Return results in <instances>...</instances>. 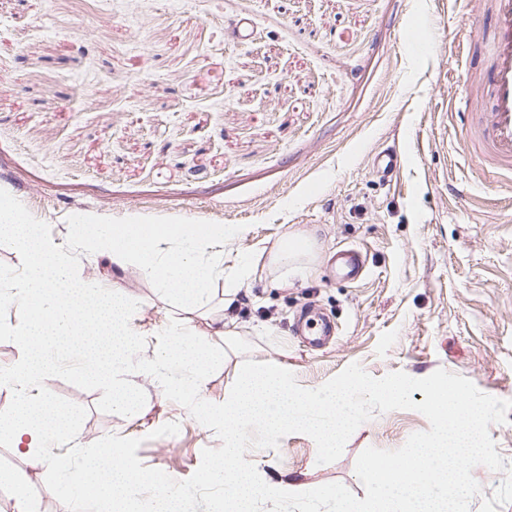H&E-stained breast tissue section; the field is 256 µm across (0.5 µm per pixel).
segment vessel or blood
Segmentation results:
<instances>
[{
  "label": "vessel or blood",
  "mask_w": 512,
  "mask_h": 512,
  "mask_svg": "<svg viewBox=\"0 0 512 512\" xmlns=\"http://www.w3.org/2000/svg\"><path fill=\"white\" fill-rule=\"evenodd\" d=\"M494 19L490 34L474 49L471 32L455 36L451 50L458 64L478 66L471 95L452 103L449 114L465 118L462 135L468 154L494 181L512 180V0H486ZM403 154L396 149L374 155L372 166L380 178L394 175Z\"/></svg>",
  "instance_id": "vessel-or-blood-1"
}]
</instances>
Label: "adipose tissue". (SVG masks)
Masks as SVG:
<instances>
[{"label":"adipose tissue","mask_w":512,"mask_h":512,"mask_svg":"<svg viewBox=\"0 0 512 512\" xmlns=\"http://www.w3.org/2000/svg\"><path fill=\"white\" fill-rule=\"evenodd\" d=\"M80 246L101 251L120 271L133 266L159 292L176 298L183 311L220 325L225 338L237 336L234 319L227 314L241 286L257 271L254 262L240 261L232 271L224 269V245L228 233L223 226L209 224H145L134 217L110 218L86 214L77 222ZM0 243L16 253L19 268L5 281L0 308L19 305L26 320L17 330L25 355L6 372L0 384L9 386L15 401L0 413V439L13 447H24L26 455L60 474L50 485L51 495L76 507L88 499L103 503L105 512H134L135 487L142 475L132 468L117 441H104L89 449L79 477L69 474L67 459L52 455L48 445L69 424L68 414L49 402L32 398L30 390L56 369L62 341L79 336L110 337L109 352L91 353L88 376L111 379L113 402H134L138 392L129 381L114 379L124 354L144 335L136 323L142 311L140 297L124 288H102L83 278L65 254L26 216L8 191H0ZM223 280L222 292L212 284ZM221 296L222 311L212 310L214 296ZM169 342L147 366L162 375L161 391L170 397L196 396L197 417L224 432V454L204 473L206 482L223 486L224 512H255L260 499L288 504L299 499L303 487L291 479L271 480L266 472L246 460L239 430L263 421L275 432L292 428L309 431L324 452H332L338 439L352 424L351 386L343 383L326 395L295 388L283 362L269 360L244 365L220 402L208 400L203 386L214 355L205 339H187L182 325L169 323Z\"/></svg>","instance_id":"adipose-tissue-1"}]
</instances>
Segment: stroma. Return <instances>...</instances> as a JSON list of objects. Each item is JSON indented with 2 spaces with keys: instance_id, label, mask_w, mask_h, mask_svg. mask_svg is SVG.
Listing matches in <instances>:
<instances>
[{
  "instance_id": "1",
  "label": "stroma",
  "mask_w": 512,
  "mask_h": 512,
  "mask_svg": "<svg viewBox=\"0 0 512 512\" xmlns=\"http://www.w3.org/2000/svg\"><path fill=\"white\" fill-rule=\"evenodd\" d=\"M425 12L434 49L415 59L402 36ZM489 22L453 0H0V188L103 288L112 264L79 247L78 215L240 227L224 266L250 257L259 268L238 294V352L286 363L303 387L353 363L375 378L442 368L512 400V183L490 182L460 121L440 119L470 84L452 65L455 33ZM389 146L405 161L384 182L372 157ZM289 228L315 249L285 276L265 262ZM348 247L365 257L361 280L332 264ZM120 284L156 330L122 366L140 398L115 408L111 383L83 376L106 337L72 347L32 389L73 415L52 450L75 468L81 449L119 439L137 469L169 477L187 512H215L224 490L203 474L223 431L141 372L182 311L135 268ZM315 313L338 326L319 347L297 332ZM428 428L414 410L378 412L334 462L317 464L301 433L247 456L269 476L362 499L359 454ZM1 467L26 474L38 512H63L45 491L52 473L6 441Z\"/></svg>"
}]
</instances>
